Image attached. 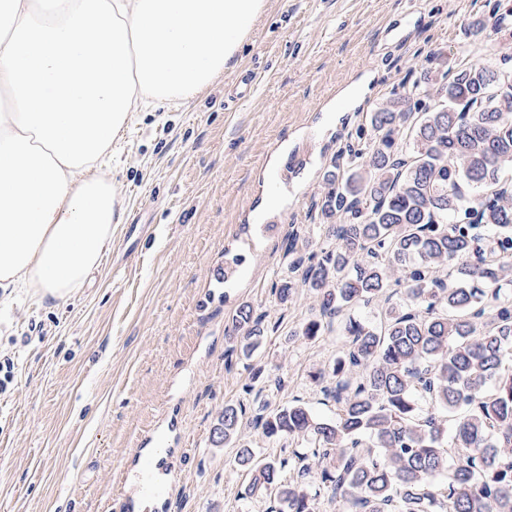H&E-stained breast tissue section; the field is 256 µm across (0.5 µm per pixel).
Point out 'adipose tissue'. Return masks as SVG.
<instances>
[{
    "label": "adipose tissue",
    "instance_id": "1",
    "mask_svg": "<svg viewBox=\"0 0 512 512\" xmlns=\"http://www.w3.org/2000/svg\"><path fill=\"white\" fill-rule=\"evenodd\" d=\"M264 0H0V289L63 302L124 202L106 165L135 113L197 97Z\"/></svg>",
    "mask_w": 512,
    "mask_h": 512
}]
</instances>
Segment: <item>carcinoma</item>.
<instances>
[{
    "label": "carcinoma",
    "mask_w": 512,
    "mask_h": 512,
    "mask_svg": "<svg viewBox=\"0 0 512 512\" xmlns=\"http://www.w3.org/2000/svg\"><path fill=\"white\" fill-rule=\"evenodd\" d=\"M423 83L431 105L391 100L370 116L375 139L358 130L326 175L324 237L297 227L284 242L279 302L305 288L318 306L295 335L345 336L310 374L336 418L256 395L213 429L277 512H512V67L440 54ZM266 317L248 303L232 316L244 356ZM245 428L288 440V456L260 458Z\"/></svg>",
    "instance_id": "obj_1"
}]
</instances>
